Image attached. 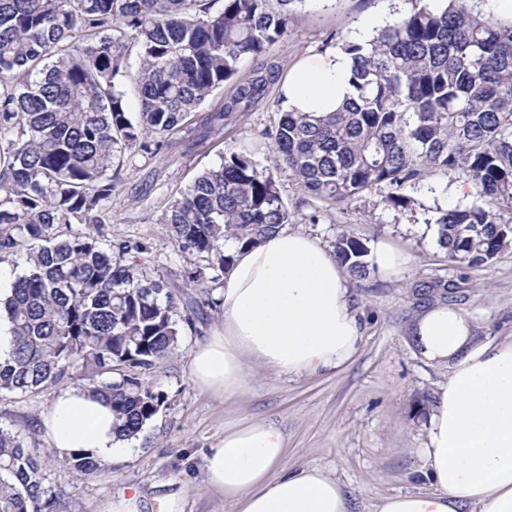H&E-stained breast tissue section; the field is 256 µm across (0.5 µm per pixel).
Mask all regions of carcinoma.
<instances>
[{
    "label": "carcinoma",
    "instance_id": "1",
    "mask_svg": "<svg viewBox=\"0 0 512 512\" xmlns=\"http://www.w3.org/2000/svg\"><path fill=\"white\" fill-rule=\"evenodd\" d=\"M268 0H0V252L28 247L27 267L0 299L12 347L0 361V392H42L66 376L116 373L86 390L112 405L120 440L139 436L167 396L139 375L176 351L195 319L176 318L166 282L125 263L132 247L105 250L89 233L57 240L56 224L103 223L114 152L160 149L187 116L287 33L290 14ZM419 6L349 41L354 96L333 112H281L262 133L274 164L299 188L343 200L381 184L405 206L406 186L456 172L479 201L439 211L448 261L481 265L512 248V20L469 10L466 0ZM136 51L139 67L128 71ZM133 81L131 111L120 81ZM270 61L210 116L212 129L248 111L277 83ZM257 145L224 157L174 200L165 217L174 244L216 259L220 281L233 257L224 242L254 247L288 223ZM369 250L351 235L334 243L354 279ZM79 476L101 462L63 459ZM37 449L0 427V512H56Z\"/></svg>",
    "mask_w": 512,
    "mask_h": 512
}]
</instances>
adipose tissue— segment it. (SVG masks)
I'll use <instances>...</instances> for the list:
<instances>
[{
  "label": "adipose tissue",
  "mask_w": 512,
  "mask_h": 512,
  "mask_svg": "<svg viewBox=\"0 0 512 512\" xmlns=\"http://www.w3.org/2000/svg\"><path fill=\"white\" fill-rule=\"evenodd\" d=\"M351 58L332 52L308 60L281 84L284 110L327 112L353 93ZM222 323L196 344L189 370L202 392L225 398L251 383L250 365L280 374H331L359 351L364 327L349 274L311 236L281 231L256 247L229 244ZM424 359L448 378L427 417L419 454L432 486L385 498L376 512H512V341L479 337L471 318L445 304L413 320ZM111 407L81 388L58 392L42 426L58 457L83 449L111 460L126 450ZM279 428L250 420L224 429L204 459L208 490L236 512H351L342 485L317 467L288 471ZM183 487L150 496L132 487L104 512H182Z\"/></svg>",
  "instance_id": "adipose-tissue-1"
}]
</instances>
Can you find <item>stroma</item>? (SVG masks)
I'll list each match as a JSON object with an SVG mask.
<instances>
[{"label": "stroma", "mask_w": 512, "mask_h": 512, "mask_svg": "<svg viewBox=\"0 0 512 512\" xmlns=\"http://www.w3.org/2000/svg\"><path fill=\"white\" fill-rule=\"evenodd\" d=\"M414 6V0H300L287 34L267 48L266 56L289 72L358 39L367 20L403 16ZM231 89L227 83L216 90L159 153L125 151L116 158L112 202L95 233L104 247L121 241L144 244L145 252L130 253L127 262L164 279L177 298L178 316L190 313L196 320L195 332L185 333L176 353L144 376L167 394L166 406L119 460L84 479L59 464L40 427L55 391L0 393V426L39 449L47 482L58 493L56 512H102L127 487L156 494L169 481L185 487L183 512H234L233 505L207 490L203 456L223 439L227 424L248 420L269 421L283 432L286 469L320 468L341 483L353 512H376L386 497L430 488L418 450L448 369L427 363L416 351L410 335L414 317L441 301L466 311L480 335L512 339V249L489 264L455 265L437 243L439 210L476 199L466 177L451 172L408 186L411 203L405 208L389 203L383 185L335 203L303 194L288 169L275 167L272 153L264 151L255 159L276 181L289 212L288 230L307 233L328 247L344 233L369 247L389 241L408 251L412 262L391 279L372 272L352 281L365 330L358 354L340 372L288 376L254 366L243 394L223 399L198 390L189 374L190 353L220 323L221 314L204 288L188 281L189 272L208 269V256L180 251L164 215L200 173L219 167L226 153L277 124L279 88L273 85L222 134L212 133L211 112ZM459 186L464 189L460 195L455 192ZM438 281L449 283L447 294H419V284Z\"/></svg>", "instance_id": "obj_1"}]
</instances>
